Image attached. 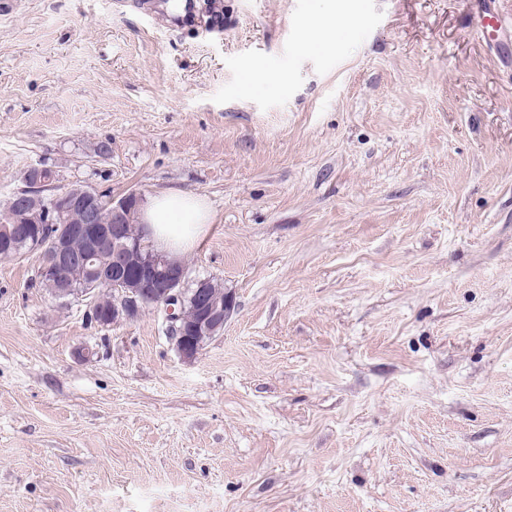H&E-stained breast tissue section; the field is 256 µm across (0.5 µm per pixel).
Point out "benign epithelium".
Segmentation results:
<instances>
[{
	"mask_svg": "<svg viewBox=\"0 0 512 512\" xmlns=\"http://www.w3.org/2000/svg\"><path fill=\"white\" fill-rule=\"evenodd\" d=\"M55 177L45 174L40 167L25 176V185L18 189L20 199L49 200L54 205L64 202L62 208L45 209L40 213L43 223L53 225V231L43 238L36 237L35 252L39 257L38 272L56 280L57 296H73L85 302L86 315L101 327H109L123 320H131L147 309L165 312L167 332L179 356L196 359L204 346L224 332V323L234 309L232 295L216 300L210 294V281L192 280L183 262H172L163 254L144 249L145 243L126 234L127 213L139 207L142 196L129 192L112 205V223L98 221L100 195L82 185L58 188ZM77 212L81 232L91 241V250L77 253L71 243L70 214ZM112 245V262L108 270L94 265L98 249ZM81 265L93 286L112 295V306L105 316L98 315L94 300L88 291H76L66 284L68 268Z\"/></svg>",
	"mask_w": 512,
	"mask_h": 512,
	"instance_id": "benign-epithelium-1",
	"label": "benign epithelium"
}]
</instances>
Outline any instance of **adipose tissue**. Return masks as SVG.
<instances>
[{
	"instance_id": "obj_1",
	"label": "adipose tissue",
	"mask_w": 512,
	"mask_h": 512,
	"mask_svg": "<svg viewBox=\"0 0 512 512\" xmlns=\"http://www.w3.org/2000/svg\"><path fill=\"white\" fill-rule=\"evenodd\" d=\"M140 220L154 247L178 261L207 235L212 214L205 198L170 189L145 204Z\"/></svg>"
}]
</instances>
